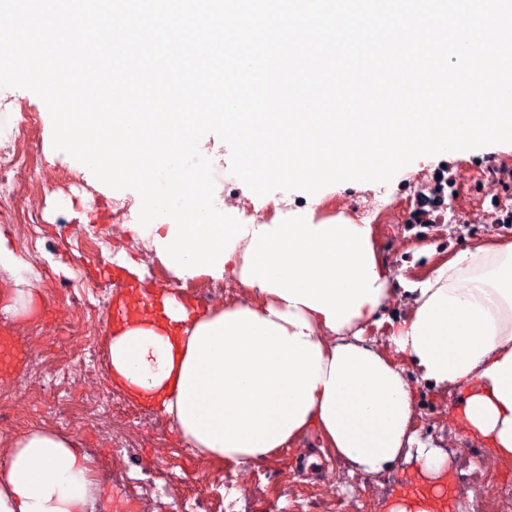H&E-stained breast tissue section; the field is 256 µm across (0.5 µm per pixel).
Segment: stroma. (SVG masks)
I'll return each instance as SVG.
<instances>
[{
    "mask_svg": "<svg viewBox=\"0 0 512 512\" xmlns=\"http://www.w3.org/2000/svg\"><path fill=\"white\" fill-rule=\"evenodd\" d=\"M37 113L39 122L30 129V137L40 154L44 173L56 174L54 191L41 201V214L36 223L23 225L17 210L0 203V234L24 263L41 262L48 266L49 276L32 280L39 293V307L31 318H14L0 313V332L14 336L23 345L28 360L44 358L38 381L18 386L16 378H0V390L11 391L21 422L0 430L5 442H13L35 427H50V415L58 407L57 393L67 390L70 400L80 401L90 396H106L116 401L120 416L131 417L128 435L135 448L128 461L132 473L153 471L157 477L158 499L155 512H184L185 499L192 498L208 505L212 512H302L305 499L321 496L330 503L332 512H381L387 499L408 496L418 486L420 477L416 462L397 461L381 480L361 475L340 473L331 450L317 433L304 436L295 447L275 453L267 459L238 466L198 456L172 428L160 412L139 405L114 387L108 374L106 331L112 325L115 310L104 308L96 301L85 303L81 318L90 336L88 344L98 355L93 372L81 366L72 369L73 380L63 384L57 366L46 361V354L55 350L59 338L55 331L69 310L68 296L73 292H88L103 283L102 277L89 272L88 263L112 259L117 248H126L134 260L148 256V249L134 244L124 225L113 223L116 208L128 209L138 215L139 194L131 189L115 190L95 178L81 163L63 165L50 162L53 151V125L44 102L33 92L18 88H0V113L16 112L18 107ZM200 153L212 162L215 199L234 195L249 203L261 223L277 220L283 204L310 205L301 191L277 190L260 196L241 179L225 182L224 170L231 165V149L216 135H205L199 142ZM477 155L442 154L425 161L411 163L401 169L388 184L399 208H406L407 198L418 190L419 179L441 174L452 177L459 168L476 163ZM96 226L102 248L88 245L77 233L78 228ZM378 246L397 240V248L386 255L385 261L393 275H405L417 280L430 272L449 253L479 241L480 236L469 225L440 224L431 231L422 227L383 222L375 225ZM425 240L430 250H414L417 240ZM146 278L156 290L174 291L177 296L194 303L197 311H217L224 306L246 300L245 287L237 285L230 292L207 303L200 302L198 289L211 286L208 276L200 275L188 281H176L160 262L146 267ZM417 416L415 426L422 440L458 455L460 449L478 447L480 455L471 468L475 479L469 492L457 489L455 475H448L449 492L445 499L446 512H459L458 506L467 497H480L487 475L501 482L512 483V460L497 459L486 442H474L462 432L457 417V398L438 392L426 381L416 382ZM77 439L81 451L92 460V476L100 490L98 512H140L136 500L123 495L110 480L112 472V441L99 420L84 417L66 429Z\"/></svg>",
    "mask_w": 512,
    "mask_h": 512,
    "instance_id": "35a3bbf8",
    "label": "stroma"
}]
</instances>
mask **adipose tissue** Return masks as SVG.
Returning a JSON list of instances; mask_svg holds the SVG:
<instances>
[{"label": "adipose tissue", "instance_id": "1", "mask_svg": "<svg viewBox=\"0 0 512 512\" xmlns=\"http://www.w3.org/2000/svg\"><path fill=\"white\" fill-rule=\"evenodd\" d=\"M248 301L196 312L164 295L109 338L113 384L159 410L189 448L246 466L317 430L348 475L418 462L444 496L447 453L420 442L412 377L460 395L468 436L512 458V243L483 241L404 282L411 310L389 341L369 343L394 294L373 227L286 210L253 224L224 265ZM91 460L73 438L37 428L0 456V512H97Z\"/></svg>", "mask_w": 512, "mask_h": 512}]
</instances>
